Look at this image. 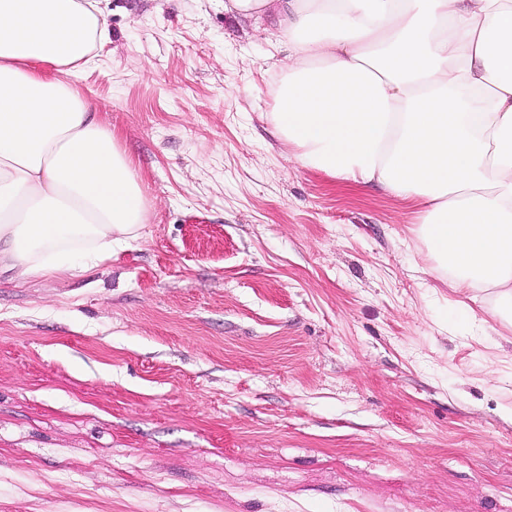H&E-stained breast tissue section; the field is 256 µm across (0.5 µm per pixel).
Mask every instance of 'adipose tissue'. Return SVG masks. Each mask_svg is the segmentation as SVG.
Masks as SVG:
<instances>
[{
  "instance_id": "ef3b65f1",
  "label": "adipose tissue",
  "mask_w": 512,
  "mask_h": 512,
  "mask_svg": "<svg viewBox=\"0 0 512 512\" xmlns=\"http://www.w3.org/2000/svg\"><path fill=\"white\" fill-rule=\"evenodd\" d=\"M288 47L271 123L305 168L418 208L436 273L512 306V0H226ZM97 0H0V271H88L139 236L133 164L77 85Z\"/></svg>"
}]
</instances>
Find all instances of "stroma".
<instances>
[{"label":"stroma","mask_w":512,"mask_h":512,"mask_svg":"<svg viewBox=\"0 0 512 512\" xmlns=\"http://www.w3.org/2000/svg\"><path fill=\"white\" fill-rule=\"evenodd\" d=\"M101 6L77 89L146 221L86 274L0 276V512H512V327L410 201L274 135L275 20Z\"/></svg>","instance_id":"obj_1"}]
</instances>
